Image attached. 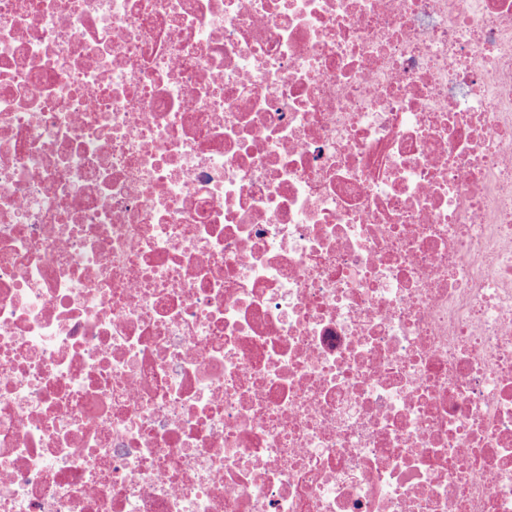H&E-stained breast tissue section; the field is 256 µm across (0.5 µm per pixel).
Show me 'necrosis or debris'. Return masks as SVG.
Listing matches in <instances>:
<instances>
[{"mask_svg":"<svg viewBox=\"0 0 512 512\" xmlns=\"http://www.w3.org/2000/svg\"><path fill=\"white\" fill-rule=\"evenodd\" d=\"M0 512H512V0H0Z\"/></svg>","mask_w":512,"mask_h":512,"instance_id":"obj_1","label":"necrosis or debris"}]
</instances>
